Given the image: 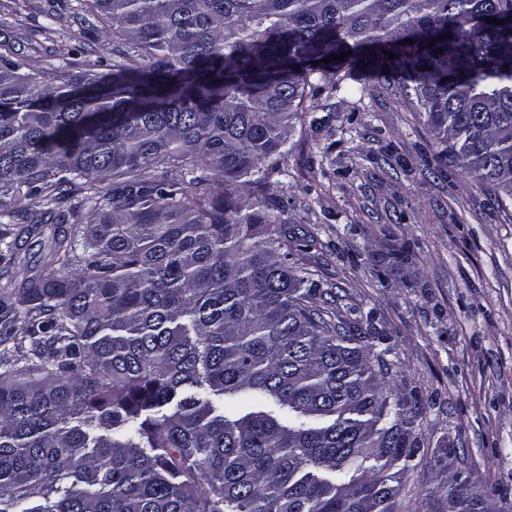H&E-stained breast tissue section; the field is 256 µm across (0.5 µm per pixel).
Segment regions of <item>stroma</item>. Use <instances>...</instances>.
<instances>
[{
    "label": "stroma",
    "mask_w": 512,
    "mask_h": 512,
    "mask_svg": "<svg viewBox=\"0 0 512 512\" xmlns=\"http://www.w3.org/2000/svg\"><path fill=\"white\" fill-rule=\"evenodd\" d=\"M4 48L43 71L108 72L117 59L84 0H0ZM306 107L265 195L309 242L338 317L374 315L390 386L421 408L410 456L395 464L401 512H440L455 472L512 512V206L435 175L439 147L399 83L357 69ZM393 249L407 259L379 262Z\"/></svg>",
    "instance_id": "stroma-1"
}]
</instances>
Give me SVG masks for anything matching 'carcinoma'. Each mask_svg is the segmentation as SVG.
Instances as JSON below:
<instances>
[{
	"label": "carcinoma",
	"mask_w": 512,
	"mask_h": 512,
	"mask_svg": "<svg viewBox=\"0 0 512 512\" xmlns=\"http://www.w3.org/2000/svg\"><path fill=\"white\" fill-rule=\"evenodd\" d=\"M85 6L112 73L53 85L0 54V196L42 195L51 226L44 271L0 287L21 335L0 357V512H397L412 420L374 317L333 321L243 195L281 172L307 95L361 66L408 82L437 173L512 203V0ZM0 219V261L44 234ZM443 494L491 512L474 482Z\"/></svg>",
	"instance_id": "1"
}]
</instances>
